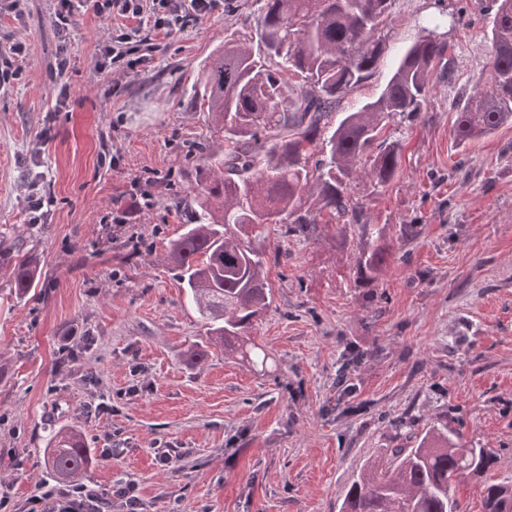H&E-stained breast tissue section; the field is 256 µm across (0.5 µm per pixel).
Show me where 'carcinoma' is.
<instances>
[{"label": "carcinoma", "mask_w": 512, "mask_h": 512, "mask_svg": "<svg viewBox=\"0 0 512 512\" xmlns=\"http://www.w3.org/2000/svg\"><path fill=\"white\" fill-rule=\"evenodd\" d=\"M255 36H230L204 64L195 97L214 118L224 148L198 147L192 204L185 229L167 259L207 326V345L239 354L255 365L268 355L250 341L255 318L269 306L266 259L251 246L263 224L309 235L316 210L357 226L364 246L360 272L370 280L386 261L376 245L384 228L368 223L351 197L367 177L373 189L397 175L401 143L378 140L396 118L417 117L434 72L451 68L454 48L432 33L409 46L380 94L352 112L340 105L367 81L391 37L393 0H260ZM491 25L486 85L460 106L454 139L464 146L512 120V0H480ZM372 155L370 168L359 159ZM13 263L15 293L38 287L40 272L16 242L0 238V262ZM443 426L425 430L411 448H392L369 461L340 512H462L452 484L481 475L495 463L490 448H465ZM90 449L75 428L44 450V465L72 483L87 470ZM483 512H512V484L485 483Z\"/></svg>", "instance_id": "cac0c4a2"}]
</instances>
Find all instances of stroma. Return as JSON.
<instances>
[{"label":"stroma","mask_w":512,"mask_h":512,"mask_svg":"<svg viewBox=\"0 0 512 512\" xmlns=\"http://www.w3.org/2000/svg\"><path fill=\"white\" fill-rule=\"evenodd\" d=\"M223 2L172 36L146 33L149 67L115 83L95 70L110 22L79 13L64 38L51 0L0 11V48L29 46L21 77L0 85V231L20 237L41 271L20 298L0 265V481L25 512L55 485L44 448L74 427L92 455L84 484L135 480L144 512H339L369 459L445 425L462 444L497 452L485 476L454 488L464 512H482L483 481L512 483V124L463 148L453 124L487 81V21L475 0H394L388 51L344 111L379 95L433 17L455 57L452 72L434 73L420 117L383 131L402 142L396 178L351 191L385 228V266L360 279L358 231L328 213L306 237L263 225L252 243L266 254L273 301L252 337L267 366L217 348L195 365L186 350L206 328L166 245L184 230L172 201L191 194L195 145L223 146L191 86L258 8ZM115 151L120 169L101 165ZM155 170L170 178L155 186L153 208L140 207L129 183ZM33 199L39 224L29 221ZM117 201L130 214L119 230L105 221ZM112 445L117 455L106 456ZM161 448L169 467L155 460Z\"/></svg>","instance_id":"35a3bbf8"}]
</instances>
